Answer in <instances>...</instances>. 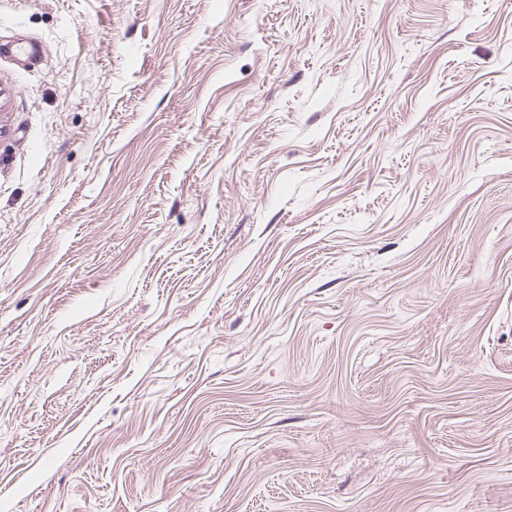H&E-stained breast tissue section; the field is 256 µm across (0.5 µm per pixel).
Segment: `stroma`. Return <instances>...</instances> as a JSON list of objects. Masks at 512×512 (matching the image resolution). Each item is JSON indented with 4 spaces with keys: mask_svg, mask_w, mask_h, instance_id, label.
I'll use <instances>...</instances> for the list:
<instances>
[{
    "mask_svg": "<svg viewBox=\"0 0 512 512\" xmlns=\"http://www.w3.org/2000/svg\"><path fill=\"white\" fill-rule=\"evenodd\" d=\"M0 512H512V0H0Z\"/></svg>",
    "mask_w": 512,
    "mask_h": 512,
    "instance_id": "35a3bbf8",
    "label": "stroma"
}]
</instances>
